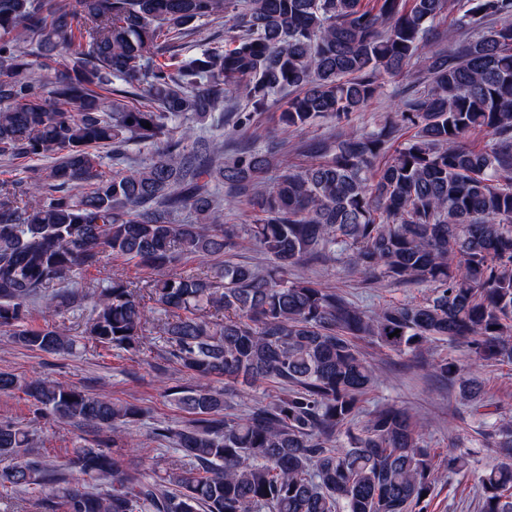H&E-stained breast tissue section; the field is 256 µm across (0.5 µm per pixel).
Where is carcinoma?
<instances>
[{"label":"carcinoma","mask_w":512,"mask_h":512,"mask_svg":"<svg viewBox=\"0 0 512 512\" xmlns=\"http://www.w3.org/2000/svg\"><path fill=\"white\" fill-rule=\"evenodd\" d=\"M456 5L464 38L441 47L450 0H0V159H51L0 179V334L69 353L76 337L28 323L31 307L57 317L89 301L81 335L145 361L155 333L194 381L170 390L190 423L154 431L181 452L158 482L128 467L143 442L123 426L140 406L0 372V393L112 431L56 467L33 433L0 421V489L33 490L54 512H427L439 470L466 473L465 457L425 444L423 416L363 409L379 375L360 348L416 354L446 339L512 365V0ZM218 19L228 44L171 53L194 23ZM492 19L500 26L485 29ZM416 60L426 81L404 91L396 119L351 125L384 77L410 78ZM284 92L281 128L303 133L331 116L342 129L304 143L299 170L268 136L228 155L181 122L232 96L261 112ZM475 132L484 147L468 143ZM133 141L152 158L110 169L101 150L118 161ZM279 155L281 173L258 188ZM242 198L251 223L224 222ZM253 246L274 272L221 260ZM107 255L151 276L70 285ZM336 256L365 285L424 283L432 294L368 311L284 276ZM189 258L213 265L172 272ZM430 371L474 413L487 407L478 374L447 357ZM264 384L280 394L252 403ZM480 435L500 460L479 476V512H512V424L484 417Z\"/></svg>","instance_id":"cac0c4a2"}]
</instances>
